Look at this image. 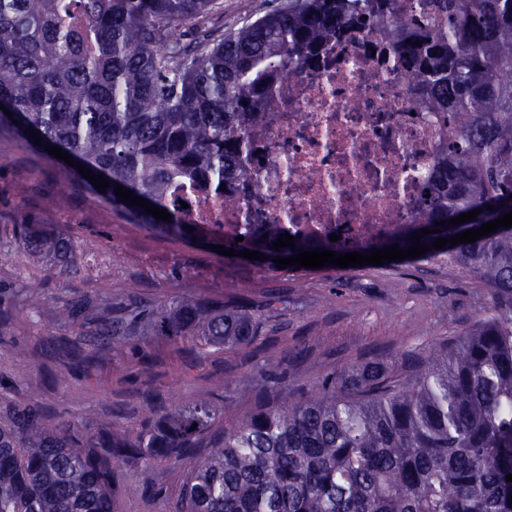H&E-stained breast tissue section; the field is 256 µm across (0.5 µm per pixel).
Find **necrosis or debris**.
Returning <instances> with one entry per match:
<instances>
[{
	"instance_id": "necrosis-or-debris-1",
	"label": "necrosis or debris",
	"mask_w": 512,
	"mask_h": 512,
	"mask_svg": "<svg viewBox=\"0 0 512 512\" xmlns=\"http://www.w3.org/2000/svg\"><path fill=\"white\" fill-rule=\"evenodd\" d=\"M326 56L271 94L236 205L204 181L173 187L167 205L229 240L244 225L276 224L355 248L415 223L420 188L445 154L442 125L396 62L350 44Z\"/></svg>"
}]
</instances>
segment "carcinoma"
Returning a JSON list of instances; mask_svg holds the SVG:
<instances>
[{
  "label": "carcinoma",
  "instance_id": "carcinoma-1",
  "mask_svg": "<svg viewBox=\"0 0 512 512\" xmlns=\"http://www.w3.org/2000/svg\"><path fill=\"white\" fill-rule=\"evenodd\" d=\"M217 0H0V129L58 146L108 179L93 193L154 232L189 239L176 214L157 220L117 198L122 185L166 208L176 181L227 187L251 178L262 109L286 77L320 61L326 47L381 31L393 59L443 126L448 154L420 195L426 228L420 259L445 257L489 288L491 313L458 343L429 351L409 375L373 362L327 379L295 402L275 400L213 431L216 409L173 407L136 432L108 424L58 428L31 404L0 423V512H122L112 465L168 462L191 448L195 462L172 512H512V226L473 243L433 248L467 230L441 221L480 210L483 224L512 212V0H283L219 39L202 31ZM494 210L489 211L487 207ZM439 233H433V230ZM277 224L244 228L238 252L273 258L336 248L300 236L273 249ZM18 246L67 266L72 241L19 223ZM88 303L64 309L95 346L133 336L189 337L238 349L262 326L242 298L173 299L148 307Z\"/></svg>",
  "mask_w": 512,
  "mask_h": 512
}]
</instances>
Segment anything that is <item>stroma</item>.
Instances as JSON below:
<instances>
[{
    "mask_svg": "<svg viewBox=\"0 0 512 512\" xmlns=\"http://www.w3.org/2000/svg\"><path fill=\"white\" fill-rule=\"evenodd\" d=\"M210 29L226 32L280 0H222ZM24 219L70 238L72 270L33 260L16 239ZM287 294L269 311L267 292ZM173 297H243L259 307L263 343L196 354L162 336L111 351L79 341L63 308ZM482 283L434 262L328 266L275 274L205 248L203 241L157 235L133 223L71 176L51 155L0 132V418L16 404H38L53 424L138 430L173 406L208 399L215 429L258 408L279 390L291 397L370 361L396 374L429 350L455 343L490 304ZM191 459L124 461L115 471L124 512H170ZM159 495H150V488Z\"/></svg>",
    "mask_w": 512,
    "mask_h": 512,
    "instance_id": "35a3bbf8",
    "label": "stroma"
}]
</instances>
